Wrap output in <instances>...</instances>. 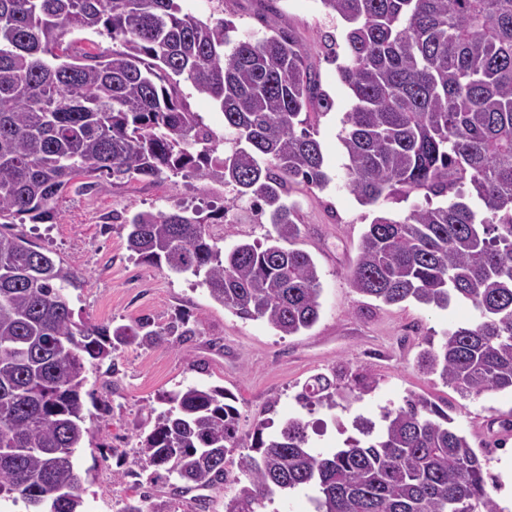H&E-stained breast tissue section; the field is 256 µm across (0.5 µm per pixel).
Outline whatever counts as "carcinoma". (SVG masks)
<instances>
[{
    "label": "carcinoma",
    "instance_id": "obj_1",
    "mask_svg": "<svg viewBox=\"0 0 512 512\" xmlns=\"http://www.w3.org/2000/svg\"><path fill=\"white\" fill-rule=\"evenodd\" d=\"M346 25L344 44L321 38L354 104L340 141L347 188L363 206L423 196L402 216L379 213L362 235L348 281L385 304L414 300L474 319L428 342L418 367L461 397L512 391V0H321ZM258 41L231 38L232 21L203 20L179 0H0V226L54 224L74 177L112 183L199 176L266 217L265 242L218 246L195 207L124 219L138 259L191 275L245 320L285 336L320 317V275L300 237L295 186L330 182L313 117L333 108L308 52L274 19ZM74 31L112 48L73 52ZM188 82L224 117V133L191 109ZM446 202L432 204V198ZM77 269L0 232V499L27 512H81L74 455L88 428L82 389L90 368L122 347L196 335L179 317L110 327L77 324L66 290ZM344 371L304 385L303 406L334 408L378 386L346 389ZM216 388L167 393L139 442L154 473L185 490L227 480L224 512H262L277 493L311 492L315 512H502L490 475L454 418L410 394L361 415L345 447L310 446L308 423L256 426L238 474L224 464L244 444L238 410ZM120 512H168L150 496Z\"/></svg>",
    "mask_w": 512,
    "mask_h": 512
}]
</instances>
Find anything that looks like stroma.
<instances>
[{
  "instance_id": "35a3bbf8",
  "label": "stroma",
  "mask_w": 512,
  "mask_h": 512,
  "mask_svg": "<svg viewBox=\"0 0 512 512\" xmlns=\"http://www.w3.org/2000/svg\"><path fill=\"white\" fill-rule=\"evenodd\" d=\"M273 8L279 24L291 29L308 50L323 89L334 101L317 125L331 181L322 190L300 186L291 193L301 228L297 246L320 270L321 312L312 328L285 336L264 320L241 319L215 302L196 278L142 262L127 250L123 218L138 211H168L179 202L229 206L231 223L210 227L224 246L261 241L272 233L270 224L258 223L251 212L233 205L231 189L204 178L171 177L116 187L101 177L93 190L73 186L58 199L56 223L11 228L49 250L55 260L79 268L80 286L67 291L76 323L112 326L147 316L164 325L181 315L196 330L182 342L120 348L89 373L82 393L89 433L75 453L85 487L84 512H120L134 494L120 477L128 469L139 473L143 489L168 500L174 512H224L234 493L232 483L208 491L202 505L195 493L181 489L177 478L155 479L152 467L137 453L139 441L164 408L162 395L189 385L233 395L244 442H251L259 421L278 426L299 417L310 424L311 442L330 450L342 448L353 435L354 415L374 419L388 402L422 394L454 418L485 471L512 491V438L501 448L482 446L490 420L512 412V393L465 399L417 367L427 341L440 340L451 324L471 320L472 308L454 304L437 310L413 301L387 305L349 286L347 275L373 210L360 205L346 187L348 159L340 135L353 97L319 48L324 33H342L343 25L321 0H233L235 37H263V18ZM336 368L369 373L378 387L348 410L340 405L331 410L301 408L296 397L303 385L313 375Z\"/></svg>"
}]
</instances>
